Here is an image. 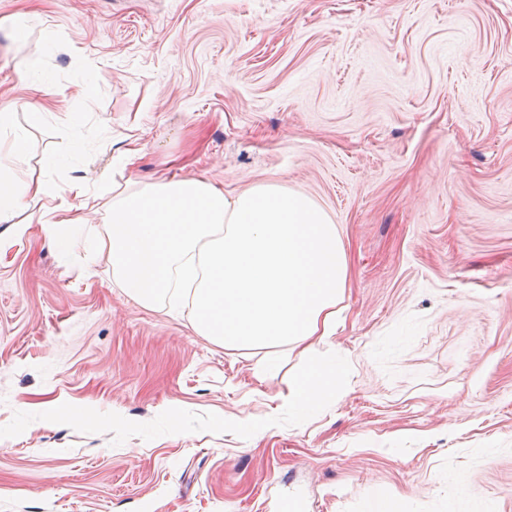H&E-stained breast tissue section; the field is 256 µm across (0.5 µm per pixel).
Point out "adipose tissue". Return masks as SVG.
<instances>
[{
  "label": "adipose tissue",
  "mask_w": 512,
  "mask_h": 512,
  "mask_svg": "<svg viewBox=\"0 0 512 512\" xmlns=\"http://www.w3.org/2000/svg\"><path fill=\"white\" fill-rule=\"evenodd\" d=\"M40 196L0 164V224ZM106 222L112 277L132 298L150 306L191 282L199 333L236 349L309 354L289 405L304 412L330 397L341 366L309 350L336 326L347 253L323 209L274 184L230 194L204 178H163L113 186Z\"/></svg>",
  "instance_id": "adipose-tissue-1"
}]
</instances>
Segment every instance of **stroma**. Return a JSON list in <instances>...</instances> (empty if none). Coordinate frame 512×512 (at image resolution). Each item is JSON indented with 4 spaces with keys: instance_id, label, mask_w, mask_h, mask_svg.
<instances>
[{
    "instance_id": "1",
    "label": "stroma",
    "mask_w": 512,
    "mask_h": 512,
    "mask_svg": "<svg viewBox=\"0 0 512 512\" xmlns=\"http://www.w3.org/2000/svg\"><path fill=\"white\" fill-rule=\"evenodd\" d=\"M0 119L47 189L0 224V512H512V0H0ZM162 176L328 214L331 398L116 283L112 184Z\"/></svg>"
}]
</instances>
